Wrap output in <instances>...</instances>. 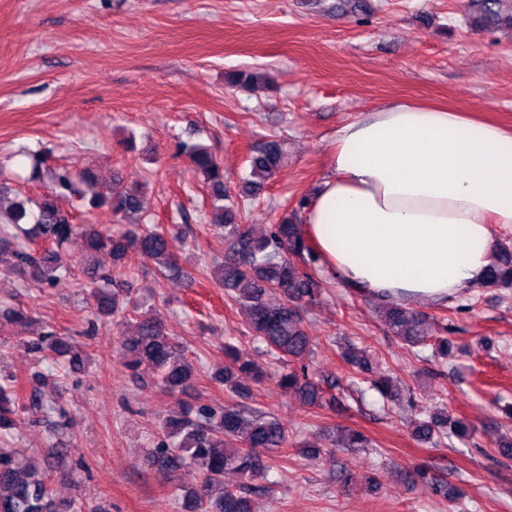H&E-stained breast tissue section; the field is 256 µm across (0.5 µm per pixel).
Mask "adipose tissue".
<instances>
[{
  "mask_svg": "<svg viewBox=\"0 0 512 512\" xmlns=\"http://www.w3.org/2000/svg\"><path fill=\"white\" fill-rule=\"evenodd\" d=\"M500 226L512 227V130L400 98L337 129L304 215L346 286L434 303L481 283Z\"/></svg>",
  "mask_w": 512,
  "mask_h": 512,
  "instance_id": "1",
  "label": "adipose tissue"
}]
</instances>
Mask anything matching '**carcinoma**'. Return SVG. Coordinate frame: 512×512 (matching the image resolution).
I'll return each mask as SVG.
<instances>
[{
    "mask_svg": "<svg viewBox=\"0 0 512 512\" xmlns=\"http://www.w3.org/2000/svg\"><path fill=\"white\" fill-rule=\"evenodd\" d=\"M471 8L481 22L512 29V0H471ZM255 79L254 73L239 70L229 73L226 83L247 89ZM178 150L189 157L201 178L209 203V224L224 232V261L213 271L216 284L238 305L255 348L282 363V369L275 376L277 385L283 392L299 396L310 407L336 404V395L309 375L307 365H295L311 353V338L303 327L301 303L313 304L321 294V283L308 272L318 258L298 224L301 210L308 205L306 197L296 198L290 212L272 225L269 233L256 237L249 225L242 222L238 205L224 187V168L219 160L202 145L181 142ZM20 155L30 160V180L40 181L46 177L49 181L36 216L28 210V200L20 196L8 208H3L1 202L7 187L0 185V219L20 231L26 241L44 249L37 258L14 251L18 259L15 270L21 276L39 284L66 275L65 247L75 237L83 238L90 253L109 251L115 269L122 266L128 254L140 252L155 260L159 268L172 273L178 271L172 250V242L178 238L175 228L154 224L139 232L114 234L93 224L77 223L76 216L57 205L58 197L68 195L84 200L90 208L107 205L122 220H138L144 208V196L138 187L132 186L103 199L92 192L89 171L66 166L46 168L43 154L23 150ZM284 155V142L278 139L268 140L252 151L248 157L250 172L242 183L240 195L258 197ZM483 286L512 288V247L499 245ZM78 287L89 288L101 318L117 312L134 313L135 332L118 340L122 364L132 376H138L140 366L148 363L153 369V383L164 392L172 394L194 382L197 371L181 347L164 335L160 321L147 311L139 312L142 304L122 288L116 275L98 272L90 284L80 282ZM276 291L285 295L286 302L268 303L267 296ZM383 310L389 330L405 344L429 346L434 356L448 358L451 341L446 337L433 338L427 315L403 304L386 305ZM25 345L34 353L45 352L53 359L62 360L71 370L83 366L87 358L73 337L60 334L51 326L28 337ZM224 354L229 362L224 369L213 373L211 380L237 399L250 396L249 383L264 380L268 376L267 366L241 360L238 348L232 344L224 346ZM340 356L349 373L366 382L368 388L390 401L399 398L400 391L393 378L373 368L367 350L349 345ZM26 407L20 381L12 376L1 378L0 439L17 429ZM475 432L473 425L452 416L445 408L411 423L412 437L421 444L435 445L439 438L447 436L468 441ZM336 433L333 447L309 445L303 452L311 460H325L331 458L337 448L356 451L371 447L372 441L357 429L340 427ZM286 444L284 429L277 419L230 401L217 408L190 407L181 416L165 420L152 458L161 474L185 467L193 477L180 488L182 512H251L243 492L224 485V473L233 471L247 482L259 480L266 474L269 462L277 458ZM413 476L428 483L434 494L450 504L461 499L460 490L431 478L420 467L413 468ZM52 484L53 478L47 470L36 466L21 468L11 453L0 448V512H83L80 505L57 503Z\"/></svg>",
    "mask_w": 512,
    "mask_h": 512,
    "instance_id": "1",
    "label": "carcinoma"
}]
</instances>
